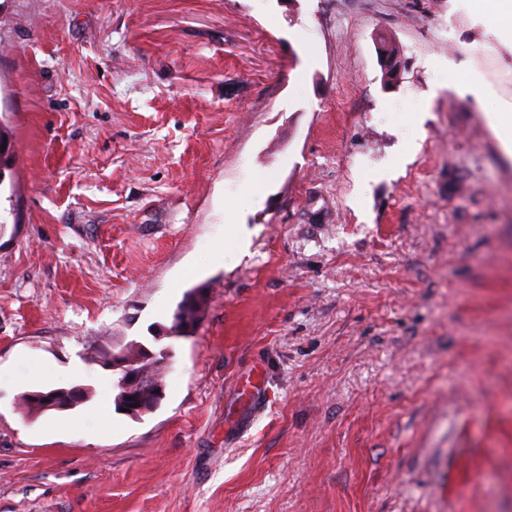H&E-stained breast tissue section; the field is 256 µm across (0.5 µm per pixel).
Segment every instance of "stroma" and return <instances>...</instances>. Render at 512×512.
<instances>
[{"mask_svg": "<svg viewBox=\"0 0 512 512\" xmlns=\"http://www.w3.org/2000/svg\"><path fill=\"white\" fill-rule=\"evenodd\" d=\"M492 112L471 0H0V512H512ZM134 341L168 353L138 418L92 354ZM36 399L41 402L44 410H66L81 403L82 393L78 390L67 391L64 403H61L58 395L55 392L36 393ZM44 399H48V402H44Z\"/></svg>", "mask_w": 512, "mask_h": 512, "instance_id": "obj_1", "label": "stroma"}]
</instances>
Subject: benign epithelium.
<instances>
[{
  "mask_svg": "<svg viewBox=\"0 0 512 512\" xmlns=\"http://www.w3.org/2000/svg\"><path fill=\"white\" fill-rule=\"evenodd\" d=\"M143 358L134 361L126 357L122 351L112 353V356L104 362V365L118 372L116 382L118 390L115 397V404L120 409H134L139 414H145L154 409L153 402L163 397V386L147 377L141 364L149 358L155 357V353L149 348H144ZM36 399L42 403L46 410H66L72 408L82 401V393L78 390L66 392L65 401H60L54 392L38 393Z\"/></svg>",
  "mask_w": 512,
  "mask_h": 512,
  "instance_id": "7a95c632",
  "label": "benign epithelium"
}]
</instances>
